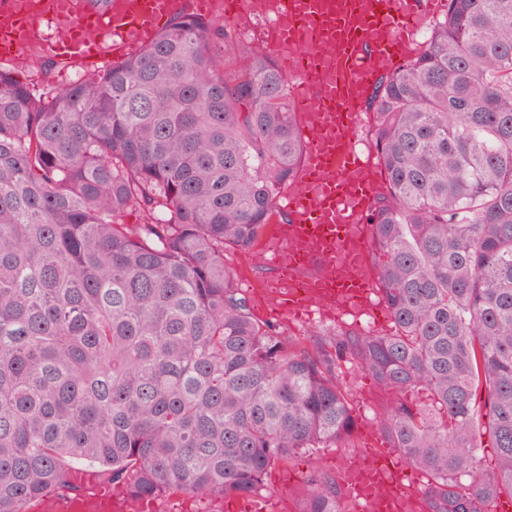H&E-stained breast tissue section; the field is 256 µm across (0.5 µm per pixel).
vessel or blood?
<instances>
[{"mask_svg":"<svg viewBox=\"0 0 512 512\" xmlns=\"http://www.w3.org/2000/svg\"><path fill=\"white\" fill-rule=\"evenodd\" d=\"M432 0H272L264 14L267 47L296 80L291 103L306 149L285 204L288 223L274 235L272 309L285 319H338L382 309L378 273L368 261L371 227L365 218L375 196L374 167L357 145L363 107L376 80L397 72L411 35ZM206 15V0H112L102 13L79 12L72 0H0V59L19 61L31 34L49 21V58L88 66L121 58L149 43L181 13ZM359 446L337 457L344 512H419L420 474L375 426L360 425ZM81 499L41 498L38 512H127L122 489L91 470L75 469ZM226 512H286L282 499L257 505L225 498Z\"/></svg>","mask_w":512,"mask_h":512,"instance_id":"vessel-or-blood-1","label":"vessel or blood"}]
</instances>
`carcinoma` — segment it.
Wrapping results in <instances>:
<instances>
[{"label":"carcinoma","mask_w":512,"mask_h":512,"mask_svg":"<svg viewBox=\"0 0 512 512\" xmlns=\"http://www.w3.org/2000/svg\"><path fill=\"white\" fill-rule=\"evenodd\" d=\"M368 105L394 330L307 348L252 314L224 263L262 237L303 153L268 53L187 15L42 99L0 69V512L76 493L79 464L134 497L256 493L350 439L345 360L395 395L379 426L429 474L423 512L512 497V0H448ZM131 204L146 222L116 223ZM342 498L317 465L299 512Z\"/></svg>","instance_id":"carcinoma-1"}]
</instances>
